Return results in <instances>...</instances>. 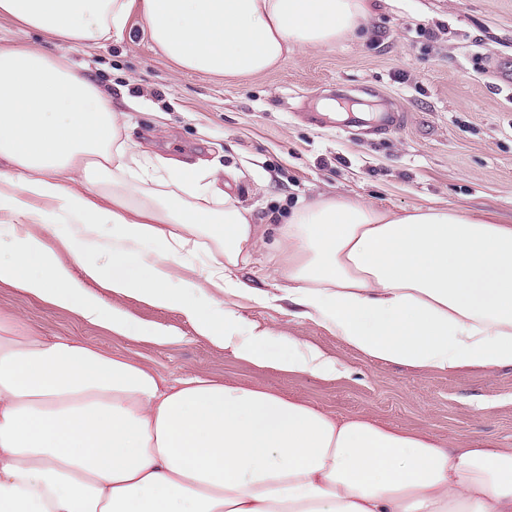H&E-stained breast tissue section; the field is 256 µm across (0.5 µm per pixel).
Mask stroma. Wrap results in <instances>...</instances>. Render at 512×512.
<instances>
[{
  "mask_svg": "<svg viewBox=\"0 0 512 512\" xmlns=\"http://www.w3.org/2000/svg\"><path fill=\"white\" fill-rule=\"evenodd\" d=\"M0 42L65 56L110 96L123 138L167 160L204 162L256 223L302 199L347 194L392 209L493 210L512 224V86L498 79L512 71V0H374L366 30L248 76L180 67L138 17L122 37L74 45L0 14ZM325 100L404 120L368 136L317 121ZM104 298L175 331L179 342H134L0 283V309L36 331L133 354L170 381L201 370L333 413L512 448V366L490 373L370 361L310 321L247 306V319L327 352L343 374L260 369L198 336L179 311L109 292Z\"/></svg>",
  "mask_w": 512,
  "mask_h": 512,
  "instance_id": "35a3bbf8",
  "label": "stroma"
}]
</instances>
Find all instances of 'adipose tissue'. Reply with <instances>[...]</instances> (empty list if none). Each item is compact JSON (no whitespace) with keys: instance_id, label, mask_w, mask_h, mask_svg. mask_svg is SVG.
I'll use <instances>...</instances> for the list:
<instances>
[{"instance_id":"1","label":"adipose tissue","mask_w":512,"mask_h":512,"mask_svg":"<svg viewBox=\"0 0 512 512\" xmlns=\"http://www.w3.org/2000/svg\"><path fill=\"white\" fill-rule=\"evenodd\" d=\"M53 38L122 36L131 15L180 66L252 75L333 46L368 0H0ZM0 211L53 204L81 275L42 239L13 244L0 282L135 341L173 334L108 306L96 287L182 312L198 335L259 368L330 377L322 351L246 319L289 307L365 357L410 368L512 366V225L454 206L392 211L359 197L298 203L259 229L197 165L170 166L119 136L107 95L64 59L0 45ZM111 170L95 181L94 170ZM83 176L84 192L68 186ZM179 182L180 192L170 189ZM156 189L137 195V184ZM223 198L224 209L209 207ZM285 284L246 270L260 249ZM207 251V305L180 272ZM104 253L103 265L83 262ZM0 512H512V448L340 416L203 374L167 381L122 353L33 336L0 311Z\"/></svg>"}]
</instances>
